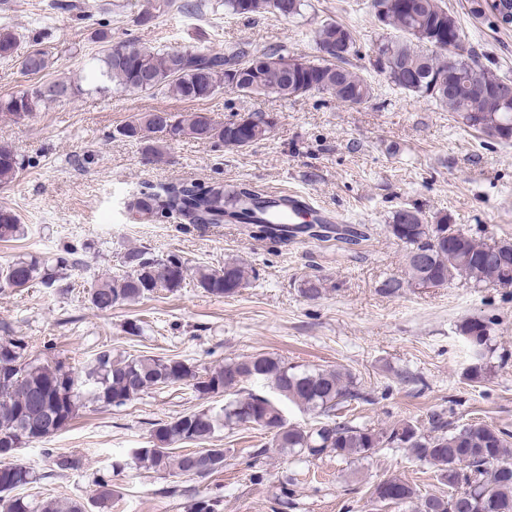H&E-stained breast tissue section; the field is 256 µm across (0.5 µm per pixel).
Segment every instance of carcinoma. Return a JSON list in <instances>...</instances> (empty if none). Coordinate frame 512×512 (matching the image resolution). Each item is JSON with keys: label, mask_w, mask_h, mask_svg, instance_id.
Wrapping results in <instances>:
<instances>
[{"label": "carcinoma", "mask_w": 512, "mask_h": 512, "mask_svg": "<svg viewBox=\"0 0 512 512\" xmlns=\"http://www.w3.org/2000/svg\"><path fill=\"white\" fill-rule=\"evenodd\" d=\"M281 0H224L233 15L250 17L270 12L283 19L301 15L304 0H288V13L280 9ZM374 18L383 26L400 32L369 47L364 55L353 32L338 21L323 23L315 31L317 46L340 45L341 53L326 58L304 59L298 68L275 62L284 50L269 48L254 53L244 43H228L217 52L194 49L130 45L131 53L107 42L105 31L97 33L106 43L101 55L87 60L95 79V89L106 92L114 84L129 92L165 89L186 101L210 98L229 76L238 79L236 91L245 94H274L288 100L310 92L325 94L339 103L350 98L365 102L372 86L353 70L351 60L364 58L397 88L432 98L440 107L456 114L462 122L491 136V123L512 124V99L496 94L498 82L508 76L489 67L477 68L462 62L448 72L443 54L456 47L464 31L457 17L442 5V0H370ZM15 32L0 27V58L14 56ZM21 70L41 76L52 66L49 54L35 41L22 57ZM77 87L66 80L38 82L30 89L0 97V119L14 122L28 118L49 102L67 99ZM271 121L261 112L234 115L201 125L200 113H167L157 122L153 113H143L119 128V136L144 144L148 159L162 156L161 146L149 134L160 133L165 140L188 137L216 145L235 140L252 144L253 133L265 135ZM26 166L13 147L0 144V185H8ZM264 190L249 183L220 181L209 185L197 182L160 183L129 202L136 215L175 214L188 224L244 225L248 236L256 240L286 243L303 232L320 237L322 224L313 223L288 229L264 217ZM407 210L396 212L388 225L390 235L406 248V272L381 283V292L396 294L414 281L430 279L437 287L461 278L477 286L512 283V241L493 245L482 243L458 230L448 236V215L441 214L432 224H408ZM23 232L20 218L12 209L0 206V241L16 239ZM337 240L358 246L366 236L350 225L336 229ZM78 249L69 247L47 266L35 256L23 257L0 266V286L51 288L66 280L82 264ZM125 270L101 279L89 288L91 304L108 311L160 290L175 293L192 279L196 287L216 297H230L256 277L252 266L240 259L212 268H190L177 255H153L147 249H132L124 256ZM461 335L471 351V364L465 377L480 380L487 370L491 351L489 326L485 320L470 318L460 326ZM27 344L21 338H0V512H88L85 505L69 499L34 500L17 496L14 491L34 482L33 472L10 461L15 451L32 442H40L66 428L83 406L84 394L78 377L60 360L42 362L26 355ZM263 380L272 394L241 392L243 383ZM92 400L105 406L121 407L154 388L175 384L191 386L197 397L227 396L219 409L200 408L184 412L153 430L151 444L136 448L132 460L156 472L176 469L187 475L206 477L224 468V448H208L215 434L225 428L249 426L269 434L270 446L284 453L320 458L334 455L341 459H365L377 449L392 445L407 448L419 459L437 469L439 480L451 487L467 486L469 496L457 499L428 496L419 498L409 482L392 478L375 485L371 496L382 503H417L415 512H512V451L508 434L484 424L450 426L437 416L429 430L403 422L389 428L354 426L337 420L336 412L345 404L363 398L352 372L336 368H308L293 365L270 354H255L228 359L214 368L198 369L173 356L130 355L112 359L108 350L97 354L85 373ZM294 403L318 418L311 427L288 423L282 401ZM184 444L198 449L178 455L171 450ZM220 501L195 497L186 512H219Z\"/></svg>", "instance_id": "1"}]
</instances>
